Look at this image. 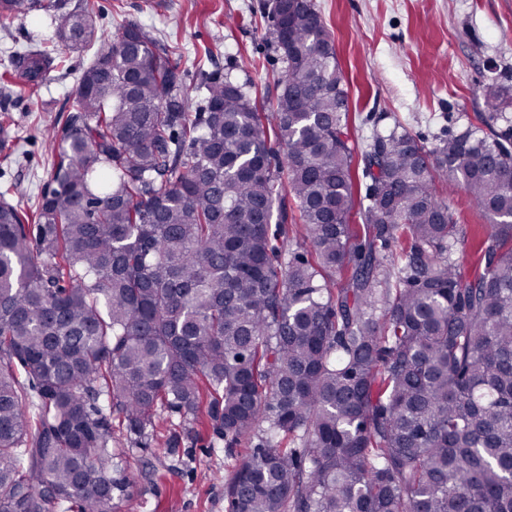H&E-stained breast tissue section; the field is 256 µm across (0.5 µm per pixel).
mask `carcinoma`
<instances>
[{
    "label": "carcinoma",
    "instance_id": "carcinoma-1",
    "mask_svg": "<svg viewBox=\"0 0 512 512\" xmlns=\"http://www.w3.org/2000/svg\"><path fill=\"white\" fill-rule=\"evenodd\" d=\"M41 10L59 45L95 53L41 203L0 193V512H110L127 487L112 413L147 448L162 413L204 404L231 444L266 424L227 512H512L507 136L378 135L359 198L313 0L289 4L288 42L270 31L273 99L204 72L193 112L149 31L104 37L96 0ZM33 12L0 0L6 20ZM52 63L11 67L37 87ZM437 177L493 220L471 278ZM290 199L305 234L286 243Z\"/></svg>",
    "mask_w": 512,
    "mask_h": 512
}]
</instances>
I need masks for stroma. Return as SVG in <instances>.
Segmentation results:
<instances>
[{"label": "stroma", "instance_id": "1", "mask_svg": "<svg viewBox=\"0 0 512 512\" xmlns=\"http://www.w3.org/2000/svg\"><path fill=\"white\" fill-rule=\"evenodd\" d=\"M99 28L112 37L136 24L173 46L194 91L201 71L229 73L257 101L276 92L283 65L267 32V0H97ZM331 32L348 99V141L354 157L375 135L400 128L433 148L465 131L489 136L512 128V0H314ZM53 49L57 66L37 92L20 74H4L29 47ZM92 52L58 48L49 20L0 24V130L11 148L0 151V192L25 210L39 204L55 158L49 133L63 122ZM499 96L498 118L485 122V98ZM436 191L455 212L465 237L455 257L464 276L484 261L474 247L490 231V217L463 188L437 179ZM206 414L169 416L151 447L129 454L128 498L111 512H225L224 490L234 458L250 452H214ZM175 447H168V440Z\"/></svg>", "mask_w": 512, "mask_h": 512}]
</instances>
